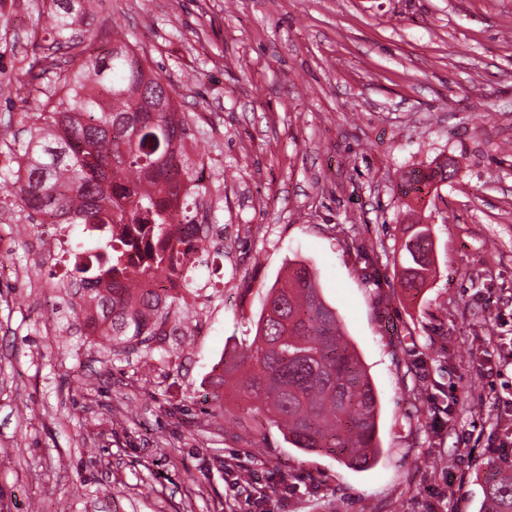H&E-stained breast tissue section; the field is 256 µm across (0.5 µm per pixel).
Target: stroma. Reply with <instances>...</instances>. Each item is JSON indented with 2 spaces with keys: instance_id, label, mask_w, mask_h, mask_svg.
Instances as JSON below:
<instances>
[{
  "instance_id": "obj_1",
  "label": "stroma",
  "mask_w": 512,
  "mask_h": 512,
  "mask_svg": "<svg viewBox=\"0 0 512 512\" xmlns=\"http://www.w3.org/2000/svg\"><path fill=\"white\" fill-rule=\"evenodd\" d=\"M0 17V166L23 152L32 28ZM224 168L202 205L224 251L175 308L184 335L94 348L32 224L0 213V512H479L512 465V0H101ZM456 176L424 200L412 172ZM424 288L398 285L411 220ZM316 271L379 399L370 468L304 453L264 418L212 423L209 379L252 343L289 263ZM411 234L400 249L401 261L406 269H419L429 272L422 263L433 248L430 224H423L421 218L411 225Z\"/></svg>"
}]
</instances>
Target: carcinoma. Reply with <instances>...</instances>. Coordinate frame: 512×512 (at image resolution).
I'll return each mask as SVG.
<instances>
[{"instance_id":"cac0c4a2","label":"carcinoma","mask_w":512,"mask_h":512,"mask_svg":"<svg viewBox=\"0 0 512 512\" xmlns=\"http://www.w3.org/2000/svg\"><path fill=\"white\" fill-rule=\"evenodd\" d=\"M50 10V26L33 32L39 51L26 70L32 81L48 80V91L42 111L24 115L26 149L0 168V205L17 198L19 210L41 224L152 225L144 263L126 259L131 238L123 233L98 244L108 252L104 266H78L54 288L68 296L66 311L83 319L90 336L115 345L178 336L184 325L172 316L176 297L151 283L164 275L194 287L184 242L170 235V203L183 199L182 221L193 223L196 200L208 190L205 170L215 164L191 158L184 145L203 131L178 111L172 87L127 34L113 31L98 42L76 28L71 0H51ZM447 179L438 163L412 173L406 185L420 191ZM432 248L430 225L412 224L400 249L404 268L428 271L423 260ZM256 339L212 377L214 400L231 385L257 400L248 416L283 430L295 448L370 467L378 453L377 395L307 265L294 264L269 289ZM480 512H512V468L487 480Z\"/></svg>"}]
</instances>
